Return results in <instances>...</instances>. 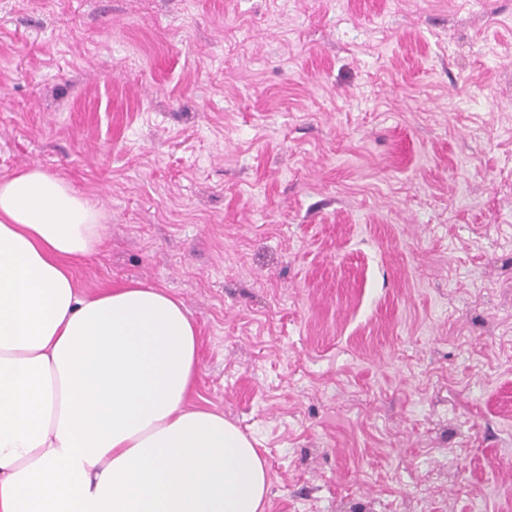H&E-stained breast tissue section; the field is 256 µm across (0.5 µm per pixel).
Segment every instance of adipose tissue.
<instances>
[{
    "mask_svg": "<svg viewBox=\"0 0 512 512\" xmlns=\"http://www.w3.org/2000/svg\"><path fill=\"white\" fill-rule=\"evenodd\" d=\"M105 215L41 166L0 178V512H264L266 464L190 406L198 338L141 282L81 295Z\"/></svg>",
    "mask_w": 512,
    "mask_h": 512,
    "instance_id": "ef3b65f1",
    "label": "adipose tissue"
}]
</instances>
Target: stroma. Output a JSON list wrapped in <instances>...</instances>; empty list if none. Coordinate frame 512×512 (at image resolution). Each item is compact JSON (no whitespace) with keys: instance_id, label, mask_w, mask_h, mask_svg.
Returning a JSON list of instances; mask_svg holds the SVG:
<instances>
[{"instance_id":"obj_1","label":"stroma","mask_w":512,"mask_h":512,"mask_svg":"<svg viewBox=\"0 0 512 512\" xmlns=\"http://www.w3.org/2000/svg\"><path fill=\"white\" fill-rule=\"evenodd\" d=\"M198 332L265 512H512V0H0V176Z\"/></svg>"}]
</instances>
